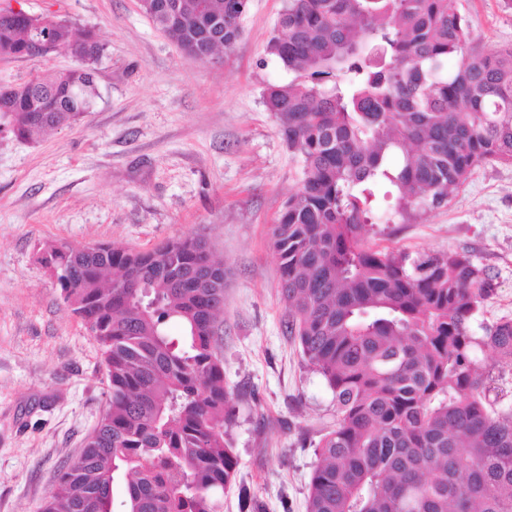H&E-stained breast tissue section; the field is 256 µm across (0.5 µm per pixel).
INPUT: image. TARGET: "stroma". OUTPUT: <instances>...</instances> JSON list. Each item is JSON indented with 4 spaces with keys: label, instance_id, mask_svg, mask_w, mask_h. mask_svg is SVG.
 I'll return each mask as SVG.
<instances>
[{
    "label": "stroma",
    "instance_id": "obj_1",
    "mask_svg": "<svg viewBox=\"0 0 512 512\" xmlns=\"http://www.w3.org/2000/svg\"><path fill=\"white\" fill-rule=\"evenodd\" d=\"M286 0H248L236 44L206 62L181 49L139 0H0L92 31L100 98L38 141L0 130V512H38L106 409L103 350L39 261L51 243L150 249L204 236L228 271L219 318L229 441L262 512H306L314 445L336 402L284 331L269 227L303 174L264 102L290 75L270 56ZM482 46L512 45V0H450ZM71 52L0 58V85L75 66ZM368 244L467 252L496 291L474 335L512 319V164L477 166L448 203Z\"/></svg>",
    "mask_w": 512,
    "mask_h": 512
}]
</instances>
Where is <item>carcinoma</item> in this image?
<instances>
[{
    "label": "carcinoma",
    "instance_id": "carcinoma-1",
    "mask_svg": "<svg viewBox=\"0 0 512 512\" xmlns=\"http://www.w3.org/2000/svg\"><path fill=\"white\" fill-rule=\"evenodd\" d=\"M247 0H142L192 62L241 36ZM70 48L79 65L0 86V126L34 142L99 97L94 33L0 9V57ZM268 52L296 74L264 100L304 178L270 229L284 328L331 389L335 428L316 444L307 512H512V405L489 400V365L512 369V319L471 331L494 292L465 253L379 250L368 227L448 204L482 163L512 164V46L473 43L449 0H287ZM41 261L103 348L109 398L41 512H220L237 490L226 439L217 318L224 263L202 237L147 251L48 245ZM177 321L182 335L168 326Z\"/></svg>",
    "mask_w": 512,
    "mask_h": 512
}]
</instances>
